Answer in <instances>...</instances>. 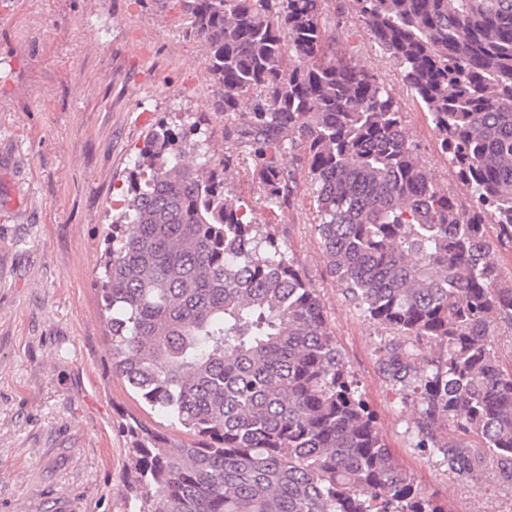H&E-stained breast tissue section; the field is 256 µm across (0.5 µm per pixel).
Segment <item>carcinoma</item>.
Returning a JSON list of instances; mask_svg holds the SVG:
<instances>
[{
    "mask_svg": "<svg viewBox=\"0 0 512 512\" xmlns=\"http://www.w3.org/2000/svg\"><path fill=\"white\" fill-rule=\"evenodd\" d=\"M233 117L146 136L99 264L112 370L190 441L137 421L136 512H442L398 466L345 369L317 289L225 175L267 201L301 166L329 273L390 334L416 427L448 474L512 486V0H182ZM361 21L428 112L470 206L434 183L402 104L336 32Z\"/></svg>",
    "mask_w": 512,
    "mask_h": 512,
    "instance_id": "obj_1",
    "label": "carcinoma"
}]
</instances>
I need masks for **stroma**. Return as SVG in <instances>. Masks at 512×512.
Segmentation results:
<instances>
[{
  "label": "stroma",
  "mask_w": 512,
  "mask_h": 512,
  "mask_svg": "<svg viewBox=\"0 0 512 512\" xmlns=\"http://www.w3.org/2000/svg\"><path fill=\"white\" fill-rule=\"evenodd\" d=\"M111 28L102 46L100 26ZM340 41L389 85L436 184L467 202L426 112L360 21ZM200 42L178 0H0V512H130L125 423L187 436L145 407L112 370L96 270L121 209L127 169L152 125L199 122L224 152V115ZM229 183L320 294L327 320L384 442L444 512H512L492 469L448 473L442 448L419 447L412 388L389 381L386 332L344 297L313 224L304 172L272 205L251 174Z\"/></svg>",
  "instance_id": "35a3bbf8"
}]
</instances>
